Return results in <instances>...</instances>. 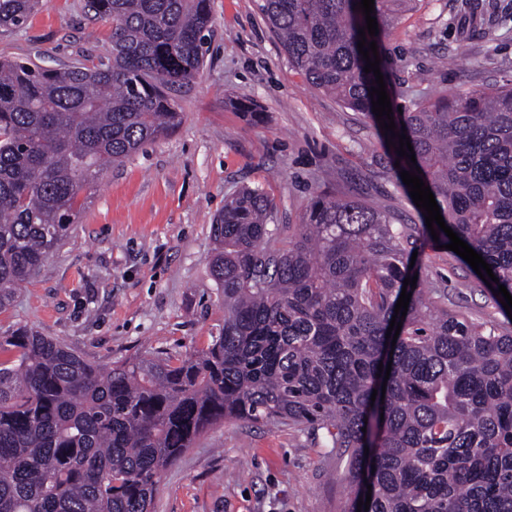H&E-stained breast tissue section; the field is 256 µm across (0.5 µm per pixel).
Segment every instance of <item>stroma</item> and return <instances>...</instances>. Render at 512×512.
Returning a JSON list of instances; mask_svg holds the SVG:
<instances>
[{
	"label": "stroma",
	"mask_w": 512,
	"mask_h": 512,
	"mask_svg": "<svg viewBox=\"0 0 512 512\" xmlns=\"http://www.w3.org/2000/svg\"><path fill=\"white\" fill-rule=\"evenodd\" d=\"M478 2L494 38L461 22L466 0H416L383 32L392 106L407 112L448 90L512 83V0ZM262 5L210 0L204 65L176 95L181 124L101 172L77 224L0 312V336L27 327L103 368L206 347L224 326L211 226L247 186L266 191L283 227L301 223L316 195L339 191L393 224L421 223L373 122L309 84ZM111 30L87 0H48L26 25L0 28V57L105 59ZM416 260L422 288L443 292L449 311L504 322L451 252L427 241ZM346 475L322 432L229 420L166 471L152 512H336Z\"/></svg>",
	"instance_id": "1"
}]
</instances>
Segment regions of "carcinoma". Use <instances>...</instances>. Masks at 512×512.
I'll return each instance as SVG.
<instances>
[{
    "mask_svg": "<svg viewBox=\"0 0 512 512\" xmlns=\"http://www.w3.org/2000/svg\"><path fill=\"white\" fill-rule=\"evenodd\" d=\"M359 0H265L289 60L368 116ZM413 0H374L384 30ZM43 0H0L18 28ZM112 19L108 63L47 69L0 59V310L82 213L95 181L182 121L173 88L204 62L209 0H89ZM445 224L512 294V84L446 92L393 114ZM246 188L213 224L224 328L178 359L100 368L50 336H0V512H151L164 472L224 420L321 430L346 462L339 512H512V320L477 324L411 293L394 316L426 224L317 196L304 221L268 224ZM397 340L386 337L391 320ZM391 364L390 376L378 370ZM376 399H371V395ZM369 454H364V448Z\"/></svg>",
    "mask_w": 512,
    "mask_h": 512,
    "instance_id": "obj_1",
    "label": "carcinoma"
}]
</instances>
